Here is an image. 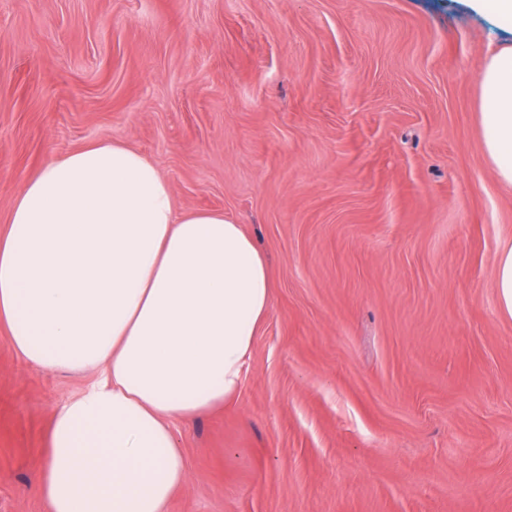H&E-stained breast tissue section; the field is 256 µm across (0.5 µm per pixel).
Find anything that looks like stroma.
<instances>
[{
  "mask_svg": "<svg viewBox=\"0 0 512 512\" xmlns=\"http://www.w3.org/2000/svg\"><path fill=\"white\" fill-rule=\"evenodd\" d=\"M503 45L471 0H0V227L47 160L119 141L269 262L168 512H512V185L475 81ZM91 380L0 331V512H44L51 416ZM495 278L500 306L504 312L512 316V247L500 254Z\"/></svg>",
  "mask_w": 512,
  "mask_h": 512,
  "instance_id": "obj_1",
  "label": "stroma"
}]
</instances>
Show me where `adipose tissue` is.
I'll return each mask as SVG.
<instances>
[{"instance_id": "ef3b65f1", "label": "adipose tissue", "mask_w": 512, "mask_h": 512, "mask_svg": "<svg viewBox=\"0 0 512 512\" xmlns=\"http://www.w3.org/2000/svg\"><path fill=\"white\" fill-rule=\"evenodd\" d=\"M483 150L512 185V46L476 76ZM272 305L269 263L220 210H178L141 153L96 141L33 172L0 230V325L48 371L97 379L54 411L45 512H167L188 479L174 425L238 392Z\"/></svg>"}]
</instances>
